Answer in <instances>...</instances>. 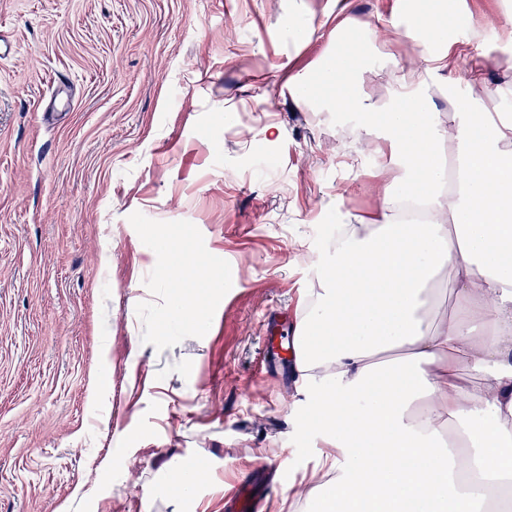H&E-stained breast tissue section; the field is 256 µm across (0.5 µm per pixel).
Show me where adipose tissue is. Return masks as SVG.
Wrapping results in <instances>:
<instances>
[{
    "label": "adipose tissue",
    "instance_id": "obj_1",
    "mask_svg": "<svg viewBox=\"0 0 512 512\" xmlns=\"http://www.w3.org/2000/svg\"><path fill=\"white\" fill-rule=\"evenodd\" d=\"M426 50L381 103L362 88L376 53L370 23H337L303 109L327 102L390 149L373 175L381 203L319 263L325 284L298 325L295 372L326 450L309 480L321 512H476L512 492V120L475 104L441 125L429 77L448 68L447 21L461 0H408ZM457 162L442 186L436 158ZM453 290L447 318L423 311ZM475 382H464L461 368ZM466 448V478L452 448Z\"/></svg>",
    "mask_w": 512,
    "mask_h": 512
}]
</instances>
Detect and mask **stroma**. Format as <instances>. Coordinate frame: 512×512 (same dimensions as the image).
Returning <instances> with one entry per match:
<instances>
[{
  "label": "stroma",
  "instance_id": "1",
  "mask_svg": "<svg viewBox=\"0 0 512 512\" xmlns=\"http://www.w3.org/2000/svg\"><path fill=\"white\" fill-rule=\"evenodd\" d=\"M464 10L430 81L443 122L473 59L512 84L501 0ZM345 14L393 59L363 78L386 101L421 49L396 0ZM336 22L333 0H0V512H224L236 481L256 512H313L315 411L285 338L342 215L376 206L372 147L294 103ZM181 471L205 478L182 495Z\"/></svg>",
  "mask_w": 512,
  "mask_h": 512
}]
</instances>
